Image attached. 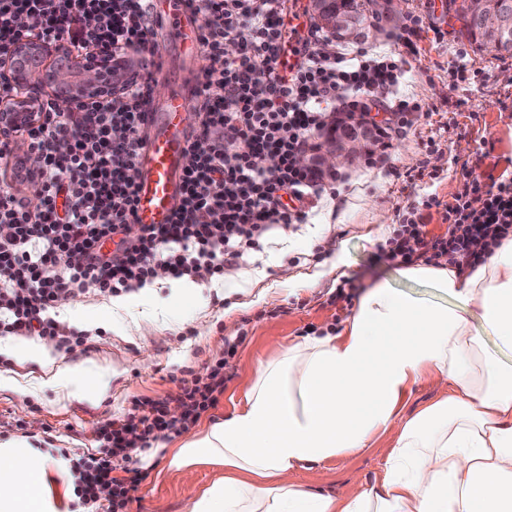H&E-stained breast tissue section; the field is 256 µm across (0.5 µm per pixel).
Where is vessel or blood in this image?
Segmentation results:
<instances>
[{
	"instance_id": "vessel-or-blood-1",
	"label": "vessel or blood",
	"mask_w": 512,
	"mask_h": 512,
	"mask_svg": "<svg viewBox=\"0 0 512 512\" xmlns=\"http://www.w3.org/2000/svg\"><path fill=\"white\" fill-rule=\"evenodd\" d=\"M157 20L168 25L173 41L189 59L201 53L202 19L186 0H150ZM199 82L174 85L162 105H149L146 127L152 132L141 158L134 221L145 226L174 218L186 149L194 130L193 104Z\"/></svg>"
}]
</instances>
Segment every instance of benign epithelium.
Here are the masks:
<instances>
[{"mask_svg":"<svg viewBox=\"0 0 512 512\" xmlns=\"http://www.w3.org/2000/svg\"><path fill=\"white\" fill-rule=\"evenodd\" d=\"M331 0H310L313 22L335 31L345 40L365 41L376 38L383 24L396 21L404 0H371L370 12L376 16L363 23L332 11ZM478 25L496 36L512 30V0H494L491 8L480 14ZM91 64H78L74 51L62 44L24 38L17 42L3 69L14 83L29 88L26 95H17L7 109L0 108V129H14L19 124L34 127L41 123L38 99L43 94L41 70L48 66L58 76L62 88L52 93L57 110L70 112L81 98L97 100L124 85L128 69L121 59L112 55V49L98 51ZM379 118L359 106L346 112L332 114L323 132L313 143L298 154V167L331 175L345 164L360 163L378 144ZM15 151L26 167L36 172L41 169V155L29 148L23 137L14 141Z\"/></svg>","mask_w":512,"mask_h":512,"instance_id":"obj_1","label":"benign epithelium"}]
</instances>
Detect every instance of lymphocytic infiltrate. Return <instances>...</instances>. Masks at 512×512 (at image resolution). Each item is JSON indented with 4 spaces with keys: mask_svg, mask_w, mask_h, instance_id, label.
<instances>
[{
    "mask_svg": "<svg viewBox=\"0 0 512 512\" xmlns=\"http://www.w3.org/2000/svg\"><path fill=\"white\" fill-rule=\"evenodd\" d=\"M285 0H191L202 18L200 44L208 66L196 106V138L210 142L183 173L180 201L169 224L149 225L130 235L137 169L144 146V112L153 93L148 68L154 57V20L147 0H0V58L20 40L18 16L49 42L68 43L93 61L98 49L140 56L114 96L81 102L58 112L43 98V123L28 131L30 147L44 158L41 171L27 175L13 161V138L0 133V160H11V177L30 185L41 199L31 209L25 197L0 193V335L36 336L61 352L93 348L95 335L76 330L53 310L80 295H120L153 282L158 269L191 282L223 277L225 267L260 251L274 231L305 223L311 200L324 187L319 174L296 166L316 131L324 128L325 103L368 98L403 129L421 112V100L393 92L404 73L402 54L363 48L327 54L317 28H310L303 59L290 76L279 73L284 41L280 26ZM95 24H88V17ZM251 35L235 55L226 47L240 25ZM123 140H113L115 128ZM275 167H267L268 156ZM441 208L445 233L435 235L413 218H403L382 255L399 266L485 263L512 235V180L488 187L465 186L453 203L423 199ZM80 263H69L71 254ZM224 359L204 375L181 378L163 398L136 397L126 413L98 429L95 452L68 461L83 512H126L128 485L141 482L138 456L156 443L180 435L215 408L224 393ZM179 415H170L169 402ZM108 502H101L102 487Z\"/></svg>",
    "mask_w": 512,
    "mask_h": 512,
    "instance_id": "obj_1",
    "label": "lymphocytic infiltrate"
}]
</instances>
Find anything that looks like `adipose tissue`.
Returning <instances> with one entry per match:
<instances>
[{"mask_svg":"<svg viewBox=\"0 0 512 512\" xmlns=\"http://www.w3.org/2000/svg\"><path fill=\"white\" fill-rule=\"evenodd\" d=\"M403 275L447 302L376 284L340 334L289 345L261 364L241 407L167 449L169 468L224 469L185 512H512V237L477 268ZM427 375L448 391L403 423L370 491L342 501L291 481L304 463L368 447ZM48 382L78 400L111 388L102 371L82 379L59 368ZM75 500L48 452L0 440V512H72Z\"/></svg>","mask_w":512,"mask_h":512,"instance_id":"obj_1","label":"adipose tissue"}]
</instances>
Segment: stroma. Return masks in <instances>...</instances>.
Returning <instances> with one entry per match:
<instances>
[{
	"label": "stroma",
	"instance_id": "1",
	"mask_svg": "<svg viewBox=\"0 0 512 512\" xmlns=\"http://www.w3.org/2000/svg\"><path fill=\"white\" fill-rule=\"evenodd\" d=\"M404 13L428 16L446 36L438 41L432 30L423 31L415 53L407 55L398 92L422 100L427 110L414 116L411 127L391 134L389 147L375 149V167L340 168L334 193L322 194L308 223L273 236L260 252L229 267L224 279L180 290L157 284L125 295L124 307L116 310L108 295L81 296L75 307H59L60 320L99 334L100 341L77 358L59 353L55 359L81 372L97 365L111 371L103 400L58 401L54 387L40 386L37 363L16 362L0 349V375L33 387L27 394L0 388V439L33 435L73 458L94 452L101 423L122 415L133 397L174 391L186 371L204 374L228 348L233 354L224 394L205 417L229 416L243 403L260 363L303 337L341 332L351 313L330 302L342 281L331 267L339 256L359 290L385 282L422 299H440L438 289L404 279L380 247L420 197L449 203L464 183L512 179V112L502 107L512 96V56L476 50L460 33L452 0H407ZM155 47L166 55L153 87L154 98L161 99L191 71L167 35L158 34ZM314 273L320 276L315 287L297 288L298 280ZM394 436L390 430L358 453L306 464L294 481L339 497L369 489ZM216 474L208 466L175 471L156 457L147 478L129 486L127 510L182 512L185 500Z\"/></svg>",
	"mask_w": 512,
	"mask_h": 512
}]
</instances>
